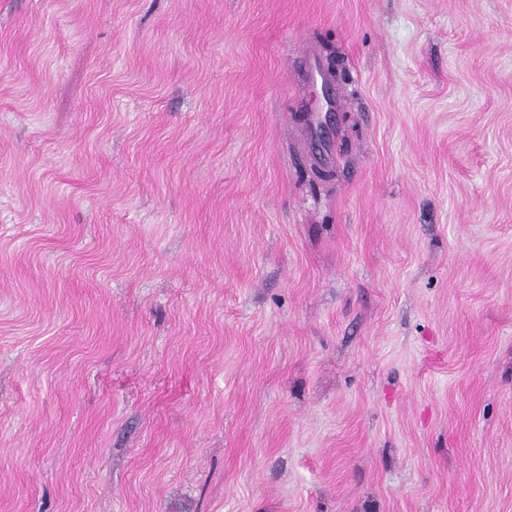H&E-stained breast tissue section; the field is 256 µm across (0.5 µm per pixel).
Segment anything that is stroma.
<instances>
[{
    "instance_id": "35a3bbf8",
    "label": "stroma",
    "mask_w": 512,
    "mask_h": 512,
    "mask_svg": "<svg viewBox=\"0 0 512 512\" xmlns=\"http://www.w3.org/2000/svg\"><path fill=\"white\" fill-rule=\"evenodd\" d=\"M0 512H512V0H0Z\"/></svg>"
}]
</instances>
